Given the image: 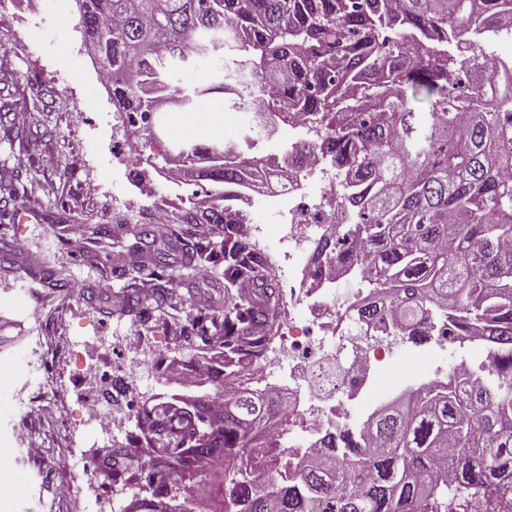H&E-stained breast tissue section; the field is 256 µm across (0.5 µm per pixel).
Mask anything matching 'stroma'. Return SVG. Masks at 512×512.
Listing matches in <instances>:
<instances>
[{
  "label": "stroma",
  "instance_id": "obj_1",
  "mask_svg": "<svg viewBox=\"0 0 512 512\" xmlns=\"http://www.w3.org/2000/svg\"><path fill=\"white\" fill-rule=\"evenodd\" d=\"M0 98L27 108L24 122L0 110V161L14 167L18 196L0 200V241H8L15 267L0 271V512H133L132 490L114 485L96 451L123 441L134 423L123 401L180 391L194 401L232 393L212 377L191 380L198 361L191 345L155 322L117 318L124 269L117 252H168L176 293L199 309L224 307V287L212 274L183 271L185 248L176 240L136 239L112 222L123 208L127 223L157 225L159 211L174 214L195 207L201 229L224 208L219 185L208 184L204 164L187 178L207 185L189 197L159 176L164 155L178 135L200 142L232 137L230 110L217 104L196 112L171 110L146 151L152 163L117 155L123 135L112 88L92 58L75 0H0ZM78 224H101L107 234L90 244ZM69 255L68 283L45 287L30 273L33 259L52 262ZM50 359L61 378L51 410L26 404L33 381L26 355ZM110 373L115 400L109 429L87 418L84 407L97 399L102 373ZM43 444L40 456L24 452L17 428ZM201 492L181 491L192 512H224V469L214 465L196 479Z\"/></svg>",
  "mask_w": 512,
  "mask_h": 512
}]
</instances>
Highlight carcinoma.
Listing matches in <instances>:
<instances>
[{
  "instance_id": "cac0c4a2",
  "label": "carcinoma",
  "mask_w": 512,
  "mask_h": 512,
  "mask_svg": "<svg viewBox=\"0 0 512 512\" xmlns=\"http://www.w3.org/2000/svg\"><path fill=\"white\" fill-rule=\"evenodd\" d=\"M88 49L117 111L145 122L204 98L265 109L269 132L299 117L335 176L336 225L318 250L330 271L357 268L371 300L357 308L386 336L420 344L483 336L485 374L452 375L378 410L354 434H328L324 453L297 457L272 434L279 401L248 387L224 400L143 402L126 444L101 449L112 479L140 486L138 512H168L179 483L224 465V512H512V63L469 34H512V0H79ZM209 59L218 73L192 93L175 73ZM214 183L245 181L254 159L219 143H183L180 171L200 154ZM227 232L189 261L224 264L230 302L207 316L137 276L121 311L146 312L178 336L224 350V378L275 340L280 295L270 263ZM244 279L250 297L232 295ZM265 437L268 471L251 448Z\"/></svg>"
}]
</instances>
